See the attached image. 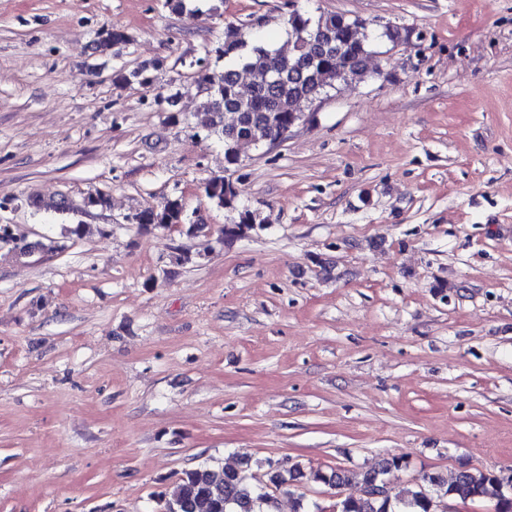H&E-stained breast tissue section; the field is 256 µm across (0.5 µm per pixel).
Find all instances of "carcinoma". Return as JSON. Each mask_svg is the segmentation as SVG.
Segmentation results:
<instances>
[{
    "mask_svg": "<svg viewBox=\"0 0 512 512\" xmlns=\"http://www.w3.org/2000/svg\"><path fill=\"white\" fill-rule=\"evenodd\" d=\"M292 50H271L261 41L248 42L238 29L228 27L224 41L216 52L226 59L223 77L215 82L201 68L198 84L206 86V101L193 114L195 126L206 136L224 142L227 164L236 165L243 154L271 144L304 117L305 108L338 83H351L369 74L367 36L363 25L335 13L313 17L295 10L288 18ZM130 42L122 29L113 28L99 38L95 50L105 54L112 47ZM157 63H143L130 72L118 70L113 82L133 80L142 85L151 82L150 72ZM206 197L220 207L235 210L238 221L224 228L233 234L255 222L248 209H237L239 191L223 177L210 180ZM141 226L170 227L182 225L195 230L182 203L168 201L159 212L144 211L135 216ZM10 244L20 257L30 255L28 242L12 235L0 224V244ZM400 467L397 459H384L378 467L356 471L338 469L330 475L318 471L312 478L338 489L355 485L356 496L348 495L335 502L336 512H438L447 499L465 504L481 499L488 488L500 489L498 512H512V495L501 491L505 477L492 471L460 470L451 480L427 477L428 486L419 487L404 499L392 500L383 486L382 476ZM163 512H277L274 497L253 483L247 469L204 465L183 474L173 490L162 496Z\"/></svg>",
    "mask_w": 512,
    "mask_h": 512,
    "instance_id": "carcinoma-1",
    "label": "carcinoma"
}]
</instances>
